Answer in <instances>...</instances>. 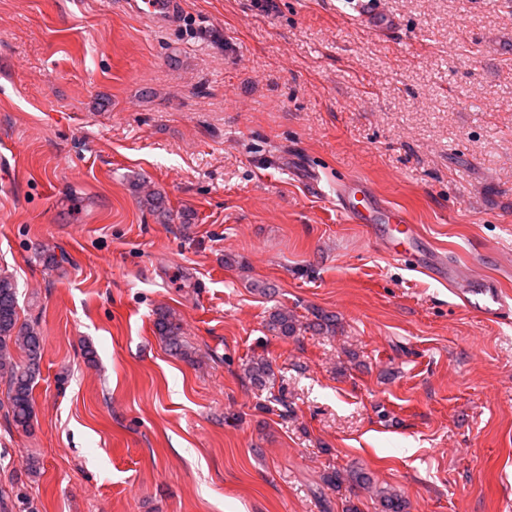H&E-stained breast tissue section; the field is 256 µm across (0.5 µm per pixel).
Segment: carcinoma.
Returning <instances> with one entry per match:
<instances>
[{"label": "carcinoma", "instance_id": "cac0c4a2", "mask_svg": "<svg viewBox=\"0 0 512 512\" xmlns=\"http://www.w3.org/2000/svg\"><path fill=\"white\" fill-rule=\"evenodd\" d=\"M267 325L270 331L285 338L296 335L302 328L295 314L286 308L271 312ZM155 330L170 355L193 361L194 352L183 338L182 321L175 312L160 310ZM43 351L42 338L34 326L20 322L14 279L0 273V383L5 386L6 416L16 429L25 433L31 430L35 418L33 388L40 376ZM245 374L260 388L275 380L271 363L260 356L249 360ZM323 481L332 488L346 485L355 493L372 494L380 512H407V501L396 489L376 484L363 469H336L324 475Z\"/></svg>", "mask_w": 512, "mask_h": 512}]
</instances>
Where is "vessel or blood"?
<instances>
[{
    "label": "vessel or blood",
    "mask_w": 512,
    "mask_h": 512,
    "mask_svg": "<svg viewBox=\"0 0 512 512\" xmlns=\"http://www.w3.org/2000/svg\"><path fill=\"white\" fill-rule=\"evenodd\" d=\"M122 7L153 28L173 23L178 9L176 0H123ZM356 13L369 31L389 32L398 25L396 17L385 10L383 0H357ZM336 209L347 220L371 225L391 254L402 255L419 247L417 227L408 213L393 206L378 207L367 183L360 178L337 185ZM425 270L435 278L456 285V294L462 299L480 287L474 279H459L455 270L442 260L426 265Z\"/></svg>",
    "instance_id": "b4317fda"
}]
</instances>
